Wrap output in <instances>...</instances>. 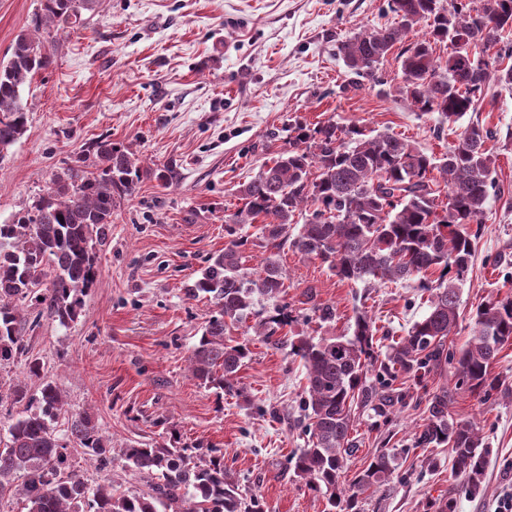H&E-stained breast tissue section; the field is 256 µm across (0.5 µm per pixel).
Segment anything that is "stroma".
<instances>
[{
    "mask_svg": "<svg viewBox=\"0 0 512 512\" xmlns=\"http://www.w3.org/2000/svg\"><path fill=\"white\" fill-rule=\"evenodd\" d=\"M38 0H0V60L20 33L32 30ZM386 0H100L84 27L58 30L49 43L51 67L38 72L23 97L30 108L23 137L0 159V223L45 189L53 170L74 163L107 137L143 161L132 200L112 213V234L97 252L101 275L74 322L26 314L30 355L59 380L74 410L91 413L113 446L136 440L212 444L242 491L260 496L267 512H324L323 495L286 468L306 445L296 425L305 369L290 340L348 335L356 310L380 330L378 356L427 311L416 283L339 279L319 261L284 249L285 300L296 320L286 333L263 335L254 319L232 333L248 343L238 374L245 398L200 385L187 358L209 319L207 301L188 290L212 253L224 247V217L236 210V189L268 162L262 143L289 124L353 121L400 136L427 153H444L456 130L437 114L416 112L387 86L401 80L395 55L383 66L384 85L347 86L336 41L359 29L390 24ZM466 121L497 129L490 144L502 194L490 198L484 223L471 225L474 253L459 288L460 319L449 350L470 332L477 304L512 296V90L490 87ZM173 172L169 186L156 167ZM333 307L320 321L303 306L304 291ZM501 390L483 397L457 387L453 364L423 380L404 381L405 400L388 419L361 414L344 482L378 452L395 456L393 480L361 499L362 512H494L512 488V342L491 367ZM448 390L458 420H478L489 450L478 493L455 473L447 449L415 447L429 392Z\"/></svg>",
    "mask_w": 512,
    "mask_h": 512,
    "instance_id": "stroma-1",
    "label": "stroma"
}]
</instances>
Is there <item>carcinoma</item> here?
<instances>
[{"label":"carcinoma","mask_w":512,"mask_h":512,"mask_svg":"<svg viewBox=\"0 0 512 512\" xmlns=\"http://www.w3.org/2000/svg\"><path fill=\"white\" fill-rule=\"evenodd\" d=\"M98 3L40 0L33 32L20 35L9 60L0 62V154L27 131L24 86L53 63L46 50L52 32L83 25V13ZM387 6L393 23L337 41L353 89L366 81L384 84L380 66L398 46V92L417 112H436L455 124L477 111L489 81L512 90V64H503L512 57V0H387ZM421 23L426 36L405 43L406 30ZM443 43L450 48L445 58L435 51ZM491 138L490 127L471 123L436 157L355 122L291 125L288 145L239 186L242 206L224 216V249L209 257L189 289L214 305L189 356L192 376L247 403L237 377L250 349L229 335L250 317L270 335L292 322L286 304L269 316L255 309L258 297L287 294L284 248L328 265L342 282L412 280L430 293L428 312L382 361L374 350L377 328L363 310L355 312L349 336L290 342V354L306 369L304 417L297 425L309 435V447L287 463L326 497L327 512H360V495L394 473L391 455L381 451L350 490L340 487L346 460L358 451L356 411L388 417L403 399L393 388L399 376L421 379L451 359L458 385L485 396L499 387L490 368L512 341V296L479 304L466 343L452 356L446 350L473 253L468 226L484 223L496 191ZM141 172V160L122 144L99 139L75 164L52 172L43 193L0 224V366L20 363L25 378L39 381L34 393L23 381L9 387L22 410L9 419L0 447V500H20L27 512H264L258 496L243 495L224 467L222 448L199 445L189 454L175 436L168 445L131 441L114 448L90 413L72 411L61 383L45 376L43 361L24 343L28 309L46 310L62 325L77 319L100 274L97 248L112 231L113 210L135 194ZM299 217L304 224L292 237L288 225ZM240 224L260 225L269 251L255 272L244 267ZM425 413L418 445L448 447L455 471L478 492L488 449L476 423L452 418L444 387L428 396ZM78 448L101 473L94 485L73 469L71 452ZM116 456L142 487L114 488Z\"/></svg>","instance_id":"obj_1"}]
</instances>
